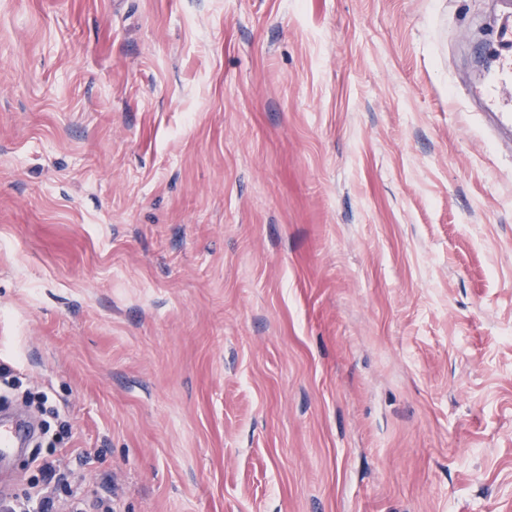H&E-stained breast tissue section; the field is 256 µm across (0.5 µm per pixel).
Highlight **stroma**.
I'll return each instance as SVG.
<instances>
[{
  "mask_svg": "<svg viewBox=\"0 0 512 512\" xmlns=\"http://www.w3.org/2000/svg\"><path fill=\"white\" fill-rule=\"evenodd\" d=\"M495 0H0V364L113 512H512Z\"/></svg>",
  "mask_w": 512,
  "mask_h": 512,
  "instance_id": "1",
  "label": "stroma"
}]
</instances>
